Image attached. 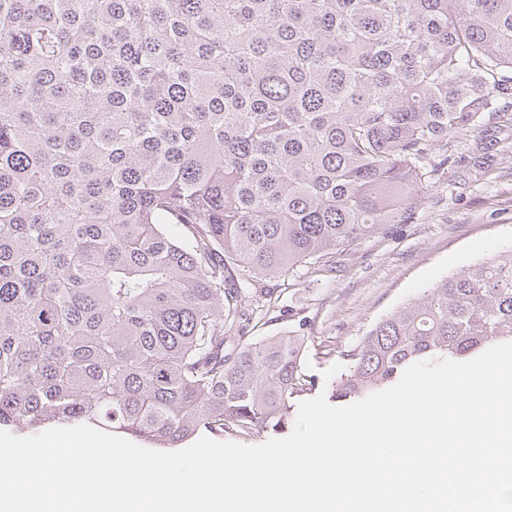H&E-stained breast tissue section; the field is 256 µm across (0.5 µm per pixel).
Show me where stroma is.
<instances>
[{"label": "stroma", "instance_id": "stroma-1", "mask_svg": "<svg viewBox=\"0 0 512 512\" xmlns=\"http://www.w3.org/2000/svg\"><path fill=\"white\" fill-rule=\"evenodd\" d=\"M450 159L398 224H381L319 263L250 291V320L227 333L307 337L315 393H331L351 349L379 318L440 277L512 249V109L448 145Z\"/></svg>", "mask_w": 512, "mask_h": 512}]
</instances>
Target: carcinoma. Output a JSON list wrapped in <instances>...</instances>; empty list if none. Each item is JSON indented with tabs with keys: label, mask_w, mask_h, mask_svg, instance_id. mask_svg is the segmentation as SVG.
<instances>
[{
	"label": "carcinoma",
	"mask_w": 512,
	"mask_h": 512,
	"mask_svg": "<svg viewBox=\"0 0 512 512\" xmlns=\"http://www.w3.org/2000/svg\"><path fill=\"white\" fill-rule=\"evenodd\" d=\"M509 100L512 0H0V426L282 429L308 337L224 352L245 288L399 223ZM503 342L512 249L371 325L334 395Z\"/></svg>",
	"instance_id": "1"
}]
</instances>
